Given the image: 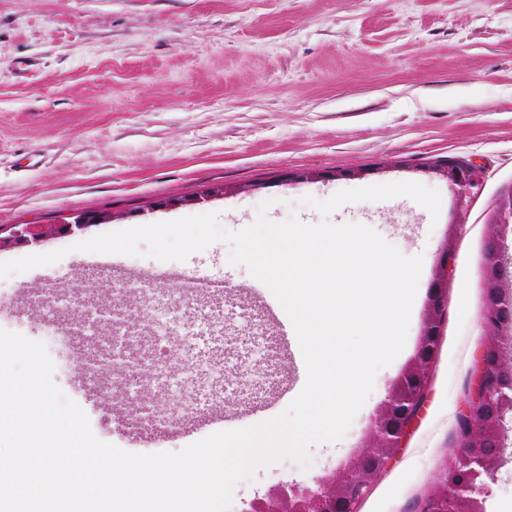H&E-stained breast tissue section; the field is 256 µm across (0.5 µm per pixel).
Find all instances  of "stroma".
I'll return each mask as SVG.
<instances>
[{
	"mask_svg": "<svg viewBox=\"0 0 512 512\" xmlns=\"http://www.w3.org/2000/svg\"><path fill=\"white\" fill-rule=\"evenodd\" d=\"M465 156L484 170L465 213L423 170ZM417 182L438 217L399 196L333 211L422 256L406 343L378 371L345 435L308 463L258 468L230 512L282 481L349 462L409 366L435 260L450 248L441 339L419 417L358 512H415L458 455L455 420L478 349L488 215L512 185V0H0V229L77 212L105 223L0 249H66L0 279V329L63 340L54 380L102 441L177 452L281 414L303 355L265 284L218 241L185 261L73 251L95 235L218 213L222 229L344 189ZM484 512H512V419Z\"/></svg>",
	"mask_w": 512,
	"mask_h": 512,
	"instance_id": "1",
	"label": "stroma"
}]
</instances>
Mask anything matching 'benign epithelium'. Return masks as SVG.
Returning a JSON list of instances; mask_svg holds the SVG:
<instances>
[{
    "label": "benign epithelium",
    "instance_id": "obj_1",
    "mask_svg": "<svg viewBox=\"0 0 512 512\" xmlns=\"http://www.w3.org/2000/svg\"><path fill=\"white\" fill-rule=\"evenodd\" d=\"M435 173L461 188L456 207L467 208L469 189L480 184L482 167L471 159L456 158L432 167ZM104 216L81 213L71 221L53 225L57 235H71ZM492 224L512 223V186L503 191L490 220ZM38 229L25 224L8 238L0 237V248L24 246L37 239ZM501 244L496 231L484 242V304L482 320L489 330L475 366V381L467 406L459 415L469 425L460 429L461 452L442 468L434 490L419 505L418 512H483V502L494 483L498 461L474 445L477 428L495 435L512 415V372L499 368L500 344L496 331L512 322V297L500 289L499 260ZM448 280V254H443L427 296V314L417 350L410 366L393 383L379 414L372 422L365 444L352 460L316 478L311 485L279 483L246 502L242 512H357L370 482L387 465L393 452L417 416L428 386V378L442 325V296Z\"/></svg>",
    "mask_w": 512,
    "mask_h": 512
}]
</instances>
